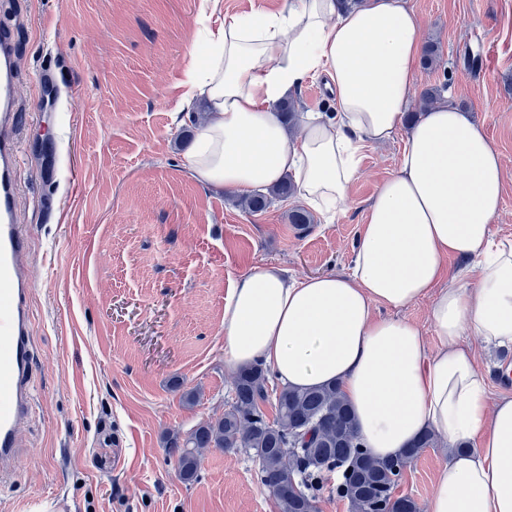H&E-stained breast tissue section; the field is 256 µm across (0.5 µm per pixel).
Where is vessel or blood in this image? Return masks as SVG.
Wrapping results in <instances>:
<instances>
[{
  "instance_id": "obj_1",
  "label": "vessel or blood",
  "mask_w": 512,
  "mask_h": 512,
  "mask_svg": "<svg viewBox=\"0 0 512 512\" xmlns=\"http://www.w3.org/2000/svg\"><path fill=\"white\" fill-rule=\"evenodd\" d=\"M15 38L0 28V471L19 446V431L31 408L28 299L31 278L21 262L28 239L17 219L18 143L13 129L16 82Z\"/></svg>"
}]
</instances>
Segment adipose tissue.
<instances>
[{"instance_id": "ef3b65f1", "label": "adipose tissue", "mask_w": 512, "mask_h": 512, "mask_svg": "<svg viewBox=\"0 0 512 512\" xmlns=\"http://www.w3.org/2000/svg\"><path fill=\"white\" fill-rule=\"evenodd\" d=\"M421 51L410 0H287L277 13L225 18L190 50L182 101L204 98L210 114L188 163L212 186L247 194L289 174L310 206L340 214L365 145L406 132L350 272L244 275L224 305V361L264 363L296 387L337 385L375 457L442 435L451 452L428 512H512V398L489 404L463 343L472 333L512 345V239L491 234L503 163L453 98L406 123ZM319 75L333 110L289 138L274 107ZM451 257L471 261L472 281L448 276ZM424 299L433 350L411 321L378 314Z\"/></svg>"}]
</instances>
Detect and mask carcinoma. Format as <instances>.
<instances>
[{"label":"carcinoma","instance_id":"carcinoma-1","mask_svg":"<svg viewBox=\"0 0 512 512\" xmlns=\"http://www.w3.org/2000/svg\"><path fill=\"white\" fill-rule=\"evenodd\" d=\"M448 84L428 86L421 103L428 108L441 102ZM294 190L285 179L268 193L240 201L250 212L264 211L272 196ZM275 373L261 363L238 370L232 383L229 408L215 419L199 423L182 436L168 437L166 447L178 456L180 478L198 479V455L204 448H226L253 454L258 461L256 478L275 496L281 512H317L324 476L338 472L336 491L347 500L350 512H419L409 496L396 497L395 487L408 463L422 449L434 446L436 434L426 432L411 452L379 459L359 436L349 404L335 385L298 388L274 384ZM275 394V415L268 417L263 404Z\"/></svg>","mask_w":512,"mask_h":512}]
</instances>
